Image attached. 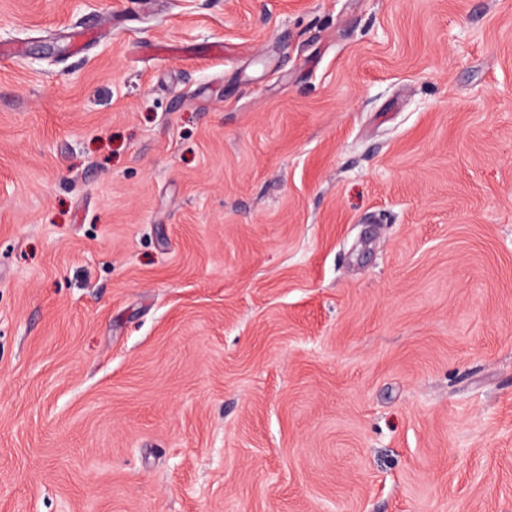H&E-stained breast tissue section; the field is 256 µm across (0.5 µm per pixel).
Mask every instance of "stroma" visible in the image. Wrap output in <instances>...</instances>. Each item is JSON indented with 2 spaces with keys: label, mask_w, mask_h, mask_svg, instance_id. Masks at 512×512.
<instances>
[{
  "label": "stroma",
  "mask_w": 512,
  "mask_h": 512,
  "mask_svg": "<svg viewBox=\"0 0 512 512\" xmlns=\"http://www.w3.org/2000/svg\"><path fill=\"white\" fill-rule=\"evenodd\" d=\"M0 512H512V0H0Z\"/></svg>",
  "instance_id": "35a3bbf8"
}]
</instances>
